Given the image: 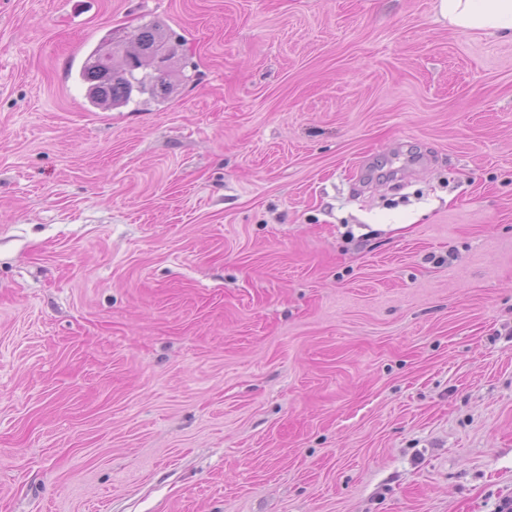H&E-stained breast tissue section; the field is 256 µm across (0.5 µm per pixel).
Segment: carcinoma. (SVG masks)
Masks as SVG:
<instances>
[{"mask_svg": "<svg viewBox=\"0 0 512 512\" xmlns=\"http://www.w3.org/2000/svg\"><path fill=\"white\" fill-rule=\"evenodd\" d=\"M132 43L143 52L159 46L176 51L167 27L157 21L136 28ZM98 54L99 50L95 49L88 55L81 77L88 83L86 98L103 110L119 109L142 97L158 102L171 95L176 86L175 78L181 75V70L175 66L157 73H141L139 67L127 64L117 52L109 61L100 60Z\"/></svg>", "mask_w": 512, "mask_h": 512, "instance_id": "cac0c4a2", "label": "carcinoma"}]
</instances>
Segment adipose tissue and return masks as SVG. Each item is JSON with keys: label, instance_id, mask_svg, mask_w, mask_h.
<instances>
[{"label": "adipose tissue", "instance_id": "ef3b65f1", "mask_svg": "<svg viewBox=\"0 0 512 512\" xmlns=\"http://www.w3.org/2000/svg\"><path fill=\"white\" fill-rule=\"evenodd\" d=\"M438 12L453 30L512 38V0H438Z\"/></svg>", "mask_w": 512, "mask_h": 512}]
</instances>
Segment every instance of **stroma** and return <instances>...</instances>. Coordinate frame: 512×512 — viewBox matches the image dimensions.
I'll return each mask as SVG.
<instances>
[{
	"instance_id": "obj_1",
	"label": "stroma",
	"mask_w": 512,
	"mask_h": 512,
	"mask_svg": "<svg viewBox=\"0 0 512 512\" xmlns=\"http://www.w3.org/2000/svg\"><path fill=\"white\" fill-rule=\"evenodd\" d=\"M159 20L186 79L80 77ZM512 502V40L437 0H0V512ZM102 44L87 57L82 68L81 77L89 85L86 92L88 101L103 110L119 109L145 97L146 101L160 102L171 95L176 86L172 78L178 79L181 68L173 66L167 70V54L165 50L157 51L152 58L157 73H139V67L127 64L119 55L112 54V44L104 49L105 56L112 55V61H102L98 58Z\"/></svg>"
}]
</instances>
